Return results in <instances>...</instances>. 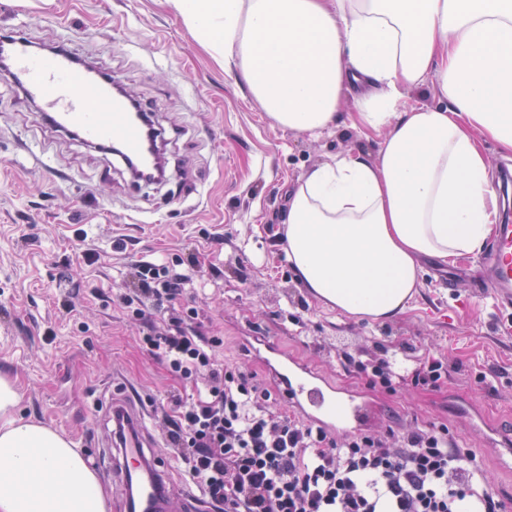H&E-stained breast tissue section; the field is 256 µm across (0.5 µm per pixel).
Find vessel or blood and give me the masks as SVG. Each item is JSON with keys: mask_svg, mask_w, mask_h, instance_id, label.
<instances>
[{"mask_svg": "<svg viewBox=\"0 0 512 512\" xmlns=\"http://www.w3.org/2000/svg\"><path fill=\"white\" fill-rule=\"evenodd\" d=\"M10 60L9 81L19 82L26 98L39 104V118L57 128L76 130L85 142L120 143L127 155H137L144 133L141 122L128 112L110 83L72 64L65 54L36 53L22 33L7 36ZM489 288L503 300H512V224L499 225L489 262ZM249 358L267 371L288 408L314 427L331 434L358 433L376 409V402L365 392L338 387L322 370L289 355L278 342L256 336L245 342ZM108 413H123L137 433L117 448L116 461L127 490L140 504H150L152 512H170L182 495L168 482L162 459L150 453L151 442L143 425L142 413L118 410L109 405Z\"/></svg>", "mask_w": 512, "mask_h": 512, "instance_id": "vessel-or-blood-1", "label": "vessel or blood"}]
</instances>
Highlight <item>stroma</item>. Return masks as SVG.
<instances>
[{"mask_svg": "<svg viewBox=\"0 0 512 512\" xmlns=\"http://www.w3.org/2000/svg\"><path fill=\"white\" fill-rule=\"evenodd\" d=\"M1 28L92 56L151 112L167 162L163 181L136 185L116 156L44 125L0 81V342L8 344L0 374L16 383L20 415L65 433L90 460L110 435L108 403L126 396L145 411L171 483L189 487L160 417L173 396L193 390L139 346V322L113 298L129 287L131 264L194 255L201 266L175 306L196 309L203 332L223 337L226 363L246 365L244 337L269 336L363 389L342 354L394 357L410 372L441 358L448 372L439 388L376 391L373 429L447 426L477 455L494 492L512 500V471L458 410L479 405L487 427L512 433V306L491 290L473 295L471 283L485 275L482 254L427 259L416 299L387 322L313 300L286 260L288 189L337 157L379 154L385 132L360 124L352 95L320 133L276 126L163 0H0ZM86 245L99 258L72 275ZM67 294L76 297L70 313L59 306Z\"/></svg>", "mask_w": 512, "mask_h": 512, "instance_id": "35a3bbf8", "label": "stroma"}]
</instances>
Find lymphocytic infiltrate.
Returning <instances> with one entry per match:
<instances>
[{
    "label": "lymphocytic infiltrate",
    "mask_w": 512,
    "mask_h": 512,
    "mask_svg": "<svg viewBox=\"0 0 512 512\" xmlns=\"http://www.w3.org/2000/svg\"><path fill=\"white\" fill-rule=\"evenodd\" d=\"M134 276L118 304L136 319L164 310L189 280L164 260L138 263ZM196 316L179 311L166 333H143L140 342L171 376L197 387L194 398L172 400L164 435L218 512H507L476 454L447 427H414L396 445L382 434L330 436L272 409L254 373L221 363L222 339L194 327ZM342 362L388 392L406 383L435 388L446 373L438 359L410 378L384 359L347 353Z\"/></svg>",
    "instance_id": "obj_1"
}]
</instances>
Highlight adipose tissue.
<instances>
[{
  "label": "adipose tissue",
  "instance_id": "1",
  "mask_svg": "<svg viewBox=\"0 0 512 512\" xmlns=\"http://www.w3.org/2000/svg\"><path fill=\"white\" fill-rule=\"evenodd\" d=\"M278 127L336 124L354 85L361 123L385 130L303 175L281 222L308 295L388 321L415 300L422 262L482 249L497 194L484 139L512 154V0H165ZM434 78L440 105L402 108ZM0 376V512H107L96 473L62 433L17 417Z\"/></svg>",
  "mask_w": 512,
  "mask_h": 512
}]
</instances>
